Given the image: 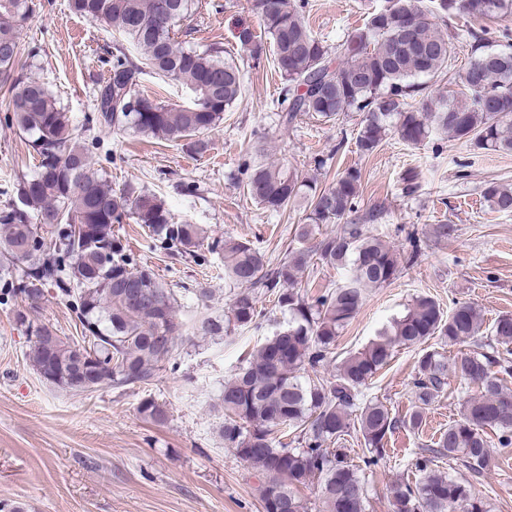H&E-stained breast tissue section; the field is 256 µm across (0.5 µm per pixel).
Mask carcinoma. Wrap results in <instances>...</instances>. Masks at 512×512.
<instances>
[{
    "label": "carcinoma",
    "instance_id": "obj_1",
    "mask_svg": "<svg viewBox=\"0 0 512 512\" xmlns=\"http://www.w3.org/2000/svg\"><path fill=\"white\" fill-rule=\"evenodd\" d=\"M71 10L104 22L130 45L144 51L145 65L182 82L194 98L188 106L166 105L140 91L143 69L116 47L112 71L95 99V122L101 129L130 127L154 138L187 142L202 154L201 135L224 120L241 95L242 71L224 50L209 46L184 49L175 35L180 22L199 8L198 0H69ZM34 0H0V75L10 82L5 107L8 123L31 137L38 157L34 176L17 181L0 208V305L18 301L31 307L52 285L81 326L82 343H70L46 325L32 328L28 359L47 382L69 392L86 393L103 385H149L170 362L187 331L221 336L256 328L263 318L249 289L274 296L288 312V326L260 343L234 377L224 382V446L241 461L265 474L260 500L263 512H368L364 469L387 457V442L401 427L418 428L422 409L448 387V376L481 385L479 396L464 400L460 419L448 425L430 448L416 458L415 481L390 488L391 512H488L470 484L432 468L443 458L458 460L474 474L483 471L492 444L512 446V391L499 374L512 373V314H501L481 339L476 308L463 303L449 312L421 296L403 315L382 329L364 348L348 353L332 381L308 372L336 357V344L364 302L365 290L391 283L413 266L421 240L410 236V250L397 252L366 230L383 214L372 205L361 211L362 171L351 167L329 186L296 171L267 163L241 169L250 197L261 208L279 211L303 206L295 229L299 248L274 266L249 243L213 237L199 224H178L164 201L153 193L107 184L86 146L92 127L78 125L40 81L16 72L19 31ZM305 0H249L273 49L284 87L277 100L288 125L303 116L331 121L348 112L362 120L356 146L374 153L389 134L418 147L436 136L472 151H512V46L496 48L483 35L459 24L511 18L512 0H384L363 27L334 45L308 28ZM413 23L410 37L397 21ZM468 36L472 60L454 72L456 43ZM236 38L253 63L265 45L253 28L242 24ZM459 81L464 98L434 95L420 77ZM413 100L412 106L408 100ZM488 206L512 212V188L488 182L482 190ZM133 220L154 244L173 258H189L199 267L224 259V281L241 288L224 316L201 314L188 325L176 314V295L153 269L123 244L115 227ZM336 225L333 233L320 227ZM320 261L349 269L348 277L314 299L302 289V274ZM438 337L450 346L473 348L448 357L424 344ZM421 347L412 394V412L397 418L381 401L362 399L361 388L386 366L399 348ZM140 413L163 424L167 411L153 398ZM362 435L363 466L350 459L340 440L352 428ZM298 432L292 447L282 442L286 430ZM333 442L335 448L325 444ZM319 487L318 508L298 489Z\"/></svg>",
    "mask_w": 512,
    "mask_h": 512
}]
</instances>
